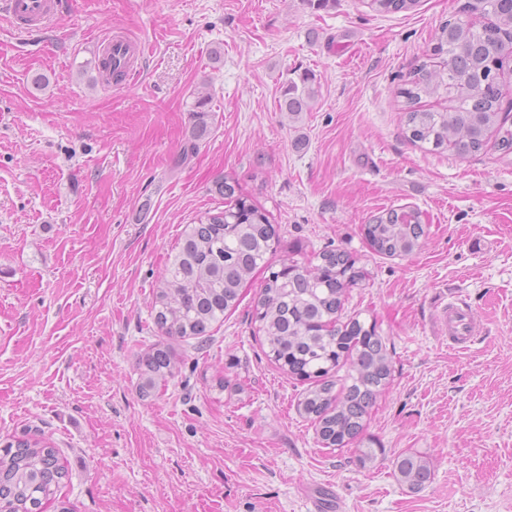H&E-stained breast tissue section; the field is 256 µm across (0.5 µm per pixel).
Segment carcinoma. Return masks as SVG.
<instances>
[{
    "label": "carcinoma",
    "mask_w": 512,
    "mask_h": 512,
    "mask_svg": "<svg viewBox=\"0 0 512 512\" xmlns=\"http://www.w3.org/2000/svg\"><path fill=\"white\" fill-rule=\"evenodd\" d=\"M377 13L412 10L418 0H360ZM465 14L491 20L489 29L474 28L463 20L447 21L434 34V64L415 65L398 91L402 121L409 141L426 150L475 155L490 140L512 150V127L502 118L500 71L507 58L512 32V0H465ZM312 78L289 81L279 102L280 111L293 117L310 108ZM449 98L442 111L426 109L422 99ZM194 122L183 148V158L196 153L212 119L211 97L201 93L194 104ZM227 200L224 210L186 225L178 250L166 269L163 285L152 301L154 322L170 339L210 340V328L234 309L241 289L264 268L269 275L254 299L265 355L278 368L306 385L298 411L311 420L318 442L325 448L356 445L357 462L365 467L377 459L374 442L366 435L364 418L392 380L391 358L375 326H365L359 315L342 319L347 291L359 285L364 272L346 251L325 249L318 263L286 258L272 270L267 254L279 243L277 226L231 178L216 182ZM424 235L417 208L390 209L366 225V239L377 253L394 257L411 254ZM143 368L142 396L174 378L177 357L170 347H155L139 356ZM347 375L338 377L343 367ZM394 473L412 491L426 488L432 479L429 460L416 453L396 458ZM66 467L50 443L34 439L0 447V512H72L57 498Z\"/></svg>",
    "instance_id": "cac0c4a2"
}]
</instances>
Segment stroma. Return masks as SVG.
<instances>
[{
	"label": "stroma",
	"mask_w": 512,
	"mask_h": 512,
	"mask_svg": "<svg viewBox=\"0 0 512 512\" xmlns=\"http://www.w3.org/2000/svg\"><path fill=\"white\" fill-rule=\"evenodd\" d=\"M461 2L74 0L32 41L0 19V441H50L73 512H310L327 487L324 512H512V152L424 151L398 97ZM117 36L147 50L134 81L103 85L94 57ZM304 73L315 97L292 119L279 98ZM203 87L210 131L184 162ZM224 176L276 224L272 265L329 247L364 269L343 314L375 323L393 365L366 418L374 464L298 413L301 384L258 338L259 273L141 398L138 357L166 342L153 294L184 226L223 209ZM400 206L425 235L390 258L363 226ZM454 295L480 323L465 350L436 326ZM408 452L431 463L419 492L394 474ZM371 11L377 13H400L412 10L418 0H360Z\"/></svg>",
	"instance_id": "stroma-1"
}]
</instances>
